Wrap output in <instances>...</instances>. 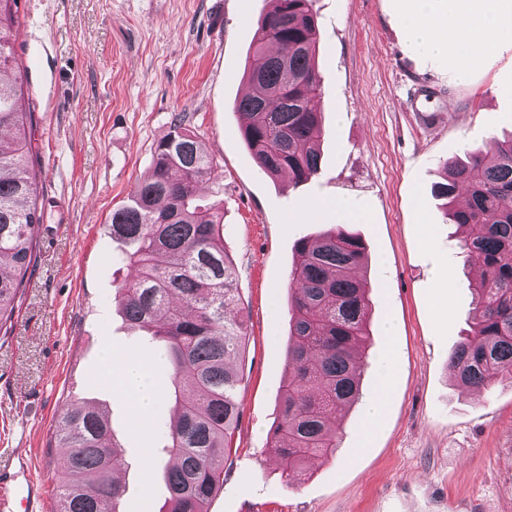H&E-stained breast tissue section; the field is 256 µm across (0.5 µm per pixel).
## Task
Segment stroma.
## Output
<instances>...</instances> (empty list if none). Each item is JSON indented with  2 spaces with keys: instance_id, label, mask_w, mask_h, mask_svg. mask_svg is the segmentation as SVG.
Instances as JSON below:
<instances>
[{
  "instance_id": "stroma-1",
  "label": "stroma",
  "mask_w": 512,
  "mask_h": 512,
  "mask_svg": "<svg viewBox=\"0 0 512 512\" xmlns=\"http://www.w3.org/2000/svg\"><path fill=\"white\" fill-rule=\"evenodd\" d=\"M14 43L27 71L24 111L45 207L36 260L13 326L0 336V453L25 454L56 512V420L73 403L101 405L123 458V512H160L163 446L174 403L140 419L122 369L142 359L159 387L172 369L117 312L131 276L108 225L152 167L156 144L184 116L216 167L204 202L224 207V247L238 275L248 344L235 449L209 512H512V388L477 394L449 360L469 330L477 274L461 232L433 193L444 163L512 137V49L457 81L405 45L393 0H315L325 135L320 170L293 186L253 161L233 105L246 89L267 0H18ZM366 213L348 230L368 261L370 364L394 369L383 417L363 435V405L332 420V459L286 482L270 430L288 348L294 246L336 225L315 202ZM111 377H104V370Z\"/></svg>"
}]
</instances>
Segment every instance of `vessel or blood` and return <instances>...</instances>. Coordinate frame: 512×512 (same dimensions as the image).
Segmentation results:
<instances>
[{
  "mask_svg": "<svg viewBox=\"0 0 512 512\" xmlns=\"http://www.w3.org/2000/svg\"><path fill=\"white\" fill-rule=\"evenodd\" d=\"M43 481L26 458L0 461V512H42Z\"/></svg>",
  "mask_w": 512,
  "mask_h": 512,
  "instance_id": "b4317fda",
  "label": "vessel or blood"
}]
</instances>
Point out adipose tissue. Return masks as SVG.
<instances>
[{"label":"adipose tissue","mask_w":512,"mask_h":512,"mask_svg":"<svg viewBox=\"0 0 512 512\" xmlns=\"http://www.w3.org/2000/svg\"><path fill=\"white\" fill-rule=\"evenodd\" d=\"M410 51H426L459 78L483 59L512 46V0H398ZM126 393L140 417H148L158 388L144 364L123 370Z\"/></svg>","instance_id":"1"}]
</instances>
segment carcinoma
<instances>
[{"label":"carcinoma","instance_id":"1","mask_svg":"<svg viewBox=\"0 0 512 512\" xmlns=\"http://www.w3.org/2000/svg\"><path fill=\"white\" fill-rule=\"evenodd\" d=\"M269 2L246 72L248 90L235 109L247 116L241 137L258 168L298 185L320 170L316 15L313 0ZM15 6L17 0H0V330L25 294L42 217L41 171L27 137L32 113L19 105L24 73L13 51L20 26ZM213 171L197 135L175 118L154 150L149 176L112 210L109 224L135 272L117 288L115 303L131 328L164 343L172 367L166 393L174 396L176 415L161 512H208L224 486L240 421L236 394L243 376L231 360L245 354L248 337L243 321L231 316L241 301L237 272L220 236L224 213L197 195ZM462 189L468 200L461 208L454 202ZM435 192L464 230L468 260L482 269L471 332L450 357L452 370L462 385L479 391L512 383V138L494 139L445 168ZM365 260L359 239L341 226L295 244L288 380L273 428L287 478L309 460L332 455L331 418L361 395L370 300L367 283L352 270ZM56 440L65 449L56 512H103L122 502L124 488L115 477L121 457L105 410L93 403L64 409Z\"/></svg>","mask_w":512,"mask_h":512}]
</instances>
